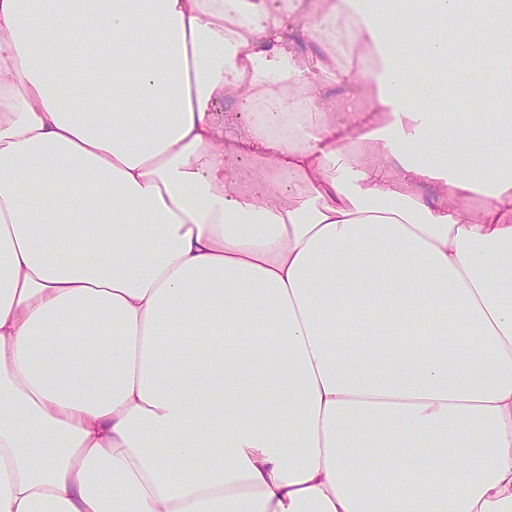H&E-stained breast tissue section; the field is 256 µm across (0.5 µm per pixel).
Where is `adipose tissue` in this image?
Wrapping results in <instances>:
<instances>
[{
    "label": "adipose tissue",
    "instance_id": "adipose-tissue-1",
    "mask_svg": "<svg viewBox=\"0 0 512 512\" xmlns=\"http://www.w3.org/2000/svg\"><path fill=\"white\" fill-rule=\"evenodd\" d=\"M360 2L0 0V512H512V0Z\"/></svg>",
    "mask_w": 512,
    "mask_h": 512
}]
</instances>
